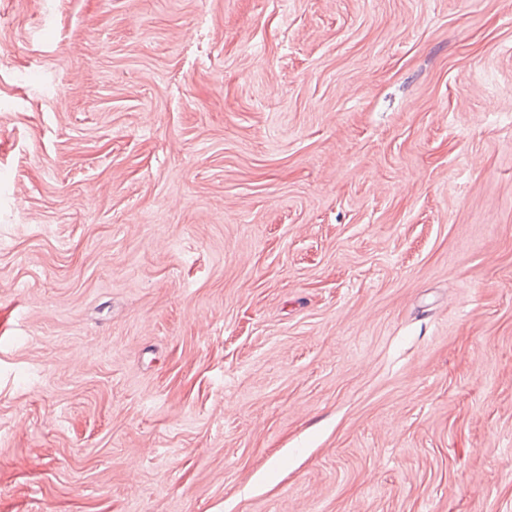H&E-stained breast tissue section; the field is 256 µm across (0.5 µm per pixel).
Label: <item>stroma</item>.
Instances as JSON below:
<instances>
[{
  "instance_id": "35a3bbf8",
  "label": "stroma",
  "mask_w": 512,
  "mask_h": 512,
  "mask_svg": "<svg viewBox=\"0 0 512 512\" xmlns=\"http://www.w3.org/2000/svg\"><path fill=\"white\" fill-rule=\"evenodd\" d=\"M0 512H512V0H0Z\"/></svg>"
}]
</instances>
